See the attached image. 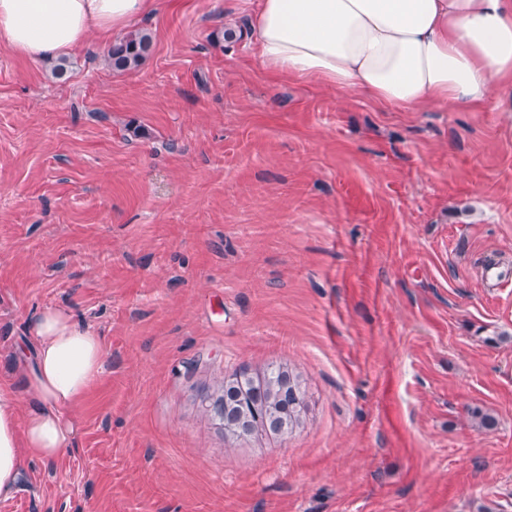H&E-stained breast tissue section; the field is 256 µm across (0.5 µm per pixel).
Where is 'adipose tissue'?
<instances>
[{"mask_svg": "<svg viewBox=\"0 0 512 512\" xmlns=\"http://www.w3.org/2000/svg\"><path fill=\"white\" fill-rule=\"evenodd\" d=\"M156 0H0V44L34 62L58 60L152 13ZM251 43L264 68L359 92L410 111L438 104L512 112V0H257ZM503 92L491 96L492 89ZM27 406L0 386V499L16 493L25 459L56 461L74 426L67 410L103 370L97 330L61 309L43 311Z\"/></svg>", "mask_w": 512, "mask_h": 512, "instance_id": "adipose-tissue-1", "label": "adipose tissue"}]
</instances>
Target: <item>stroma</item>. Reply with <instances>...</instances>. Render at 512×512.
<instances>
[{"mask_svg": "<svg viewBox=\"0 0 512 512\" xmlns=\"http://www.w3.org/2000/svg\"><path fill=\"white\" fill-rule=\"evenodd\" d=\"M252 5L161 0L132 72L0 44V382L49 308L105 362L0 512H512V112L272 75ZM271 364L299 426L226 435Z\"/></svg>", "mask_w": 512, "mask_h": 512, "instance_id": "obj_1", "label": "stroma"}]
</instances>
